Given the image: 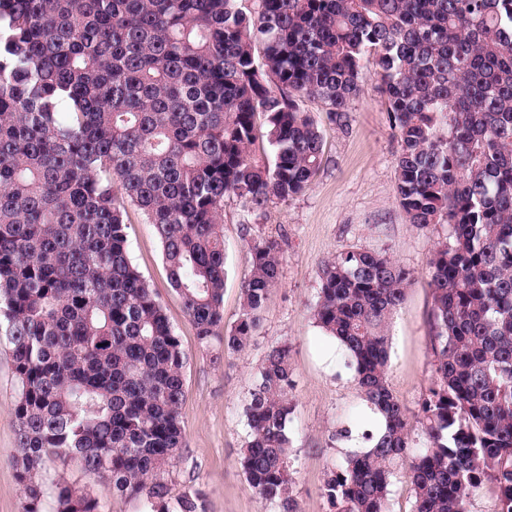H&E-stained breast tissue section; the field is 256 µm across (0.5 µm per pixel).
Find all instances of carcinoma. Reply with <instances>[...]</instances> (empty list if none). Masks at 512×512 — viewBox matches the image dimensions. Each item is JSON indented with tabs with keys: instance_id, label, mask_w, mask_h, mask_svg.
<instances>
[{
	"instance_id": "cac0c4a2",
	"label": "carcinoma",
	"mask_w": 512,
	"mask_h": 512,
	"mask_svg": "<svg viewBox=\"0 0 512 512\" xmlns=\"http://www.w3.org/2000/svg\"><path fill=\"white\" fill-rule=\"evenodd\" d=\"M0 0V338L21 391L13 457L43 512L52 460L102 473L147 512L170 504L183 457L187 354L127 252V207L159 239L202 344L224 328V199L249 211L304 192L324 143L299 99L342 124L372 61L397 132V200L446 223L432 268L435 382L426 444L411 449L387 380L388 336L410 273L354 248L324 262L313 308L384 427L343 452L324 495L337 512H391L410 457L412 512H469L490 480L512 512V0ZM265 137L269 151L251 146ZM249 238L251 270L224 351L244 350L282 247ZM295 366L274 343L243 406L245 480L270 512H298L290 473ZM54 512H99L67 484Z\"/></svg>"
}]
</instances>
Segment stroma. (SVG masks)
<instances>
[{
  "label": "stroma",
  "mask_w": 512,
  "mask_h": 512,
  "mask_svg": "<svg viewBox=\"0 0 512 512\" xmlns=\"http://www.w3.org/2000/svg\"><path fill=\"white\" fill-rule=\"evenodd\" d=\"M325 143V163L302 194L262 212L225 199L222 224L226 277L224 325L240 315V286L250 270L244 234L285 242L279 281L266 300L260 327L242 352L225 354L223 337L201 345L182 300L170 287L162 245L136 208H128V251L163 305L189 360L182 407L185 452L164 480L171 498L203 490L206 512H269L249 489L239 460L248 428L243 403L272 343L288 340L295 364L288 422L292 438L293 491L299 512H335L322 493L331 463L342 460L336 432H361L372 420L343 355L323 362L327 350L313 319L323 261L358 247L389 256L410 274L405 300L390 325L387 382L405 406L413 445H423L421 403L434 382L431 350L430 260L449 227L409 223L396 195L398 143L387 100L372 62L361 70V92L348 106L345 125L331 123L325 105L303 99ZM18 396L10 356L0 348V512H24L25 497L11 464L17 447L13 408ZM43 512H53L59 484L92 493L99 512H144L135 498L112 495L105 476L86 472L74 460L47 463L41 472Z\"/></svg>",
  "instance_id": "1"
}]
</instances>
